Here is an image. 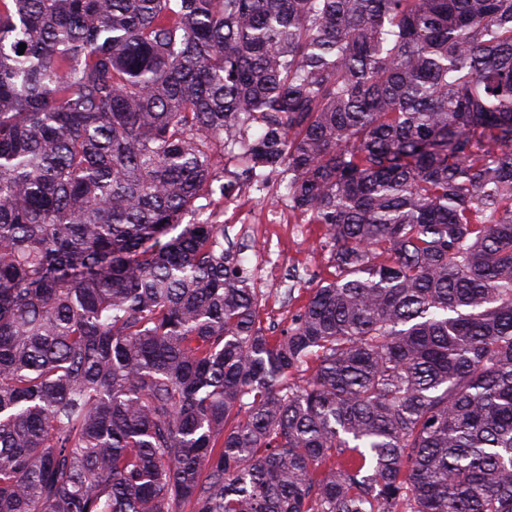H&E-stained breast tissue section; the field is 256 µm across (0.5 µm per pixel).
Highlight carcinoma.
I'll list each match as a JSON object with an SVG mask.
<instances>
[{
  "mask_svg": "<svg viewBox=\"0 0 512 512\" xmlns=\"http://www.w3.org/2000/svg\"><path fill=\"white\" fill-rule=\"evenodd\" d=\"M0 512H512V0H0ZM252 185L245 186L242 194L239 197L229 199L226 202L215 196L214 204L210 209L201 216L199 220H204L210 214V211L216 213V221L218 224H224V216L230 213L225 221L231 220L235 224L234 227L229 228V239L235 244L233 251L244 252L243 256L255 262V256L261 250V246L257 241L251 237V232H248L252 225L240 224H257L261 227H273L280 225L271 230L273 239L277 243H273L271 238L267 249L257 257L255 268L260 276L268 281L274 280L278 274L282 264L285 261V256L282 251L288 255V266L285 267L277 280L268 283H261L251 281L253 288H258L260 294L259 311L260 318L265 327L268 326L269 316L277 319L280 323L279 329L288 325L292 312L302 306L309 295V290L306 288H316L317 285H325L327 282L333 280L336 275V269L327 264V261L320 254L319 241L324 235L325 229L321 224H308L307 231L303 235H295L292 231V224L298 223V218L290 223V214L293 213L288 206L287 201H282L274 208L265 209L269 206L276 205L282 199L277 197L275 189L270 193H261L256 191L253 195L256 198L254 201L249 202V205L255 211L264 210L262 219L258 222L252 218L250 210L244 205L245 199L251 198ZM227 225V224H224ZM279 241V243H278ZM282 249V251L279 248ZM300 274L303 277L296 280L298 282L290 281L291 275ZM303 288L301 291L295 290V299L288 303V294H285L286 288Z\"/></svg>",
  "mask_w": 512,
  "mask_h": 512,
  "instance_id": "obj_1",
  "label": "carcinoma"
}]
</instances>
